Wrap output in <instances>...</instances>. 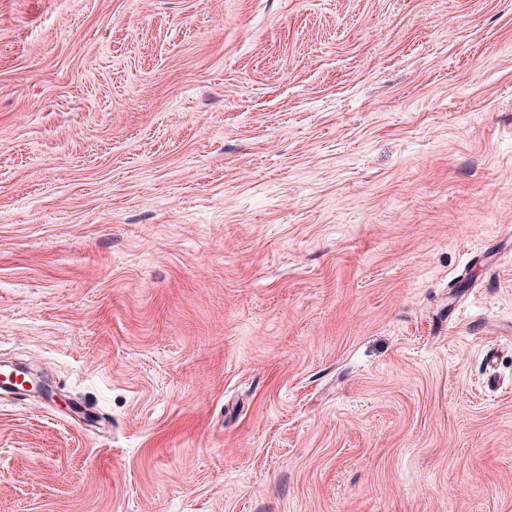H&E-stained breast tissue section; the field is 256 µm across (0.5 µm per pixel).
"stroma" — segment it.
<instances>
[{"instance_id":"stroma-1","label":"stroma","mask_w":512,"mask_h":512,"mask_svg":"<svg viewBox=\"0 0 512 512\" xmlns=\"http://www.w3.org/2000/svg\"><path fill=\"white\" fill-rule=\"evenodd\" d=\"M511 237L512 0H0V512H512Z\"/></svg>"}]
</instances>
